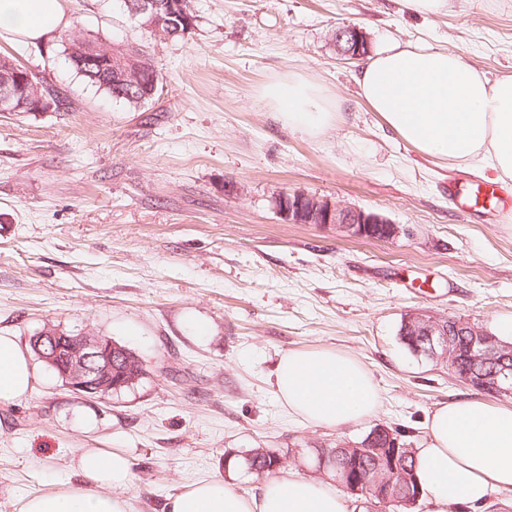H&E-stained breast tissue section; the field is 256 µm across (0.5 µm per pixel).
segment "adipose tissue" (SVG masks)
<instances>
[{"label": "adipose tissue", "instance_id": "1", "mask_svg": "<svg viewBox=\"0 0 512 512\" xmlns=\"http://www.w3.org/2000/svg\"><path fill=\"white\" fill-rule=\"evenodd\" d=\"M66 24L61 0H0V38L33 43ZM366 106L423 156L470 168L512 188V76L487 78L465 57L423 43H392L366 56L355 77ZM281 125L319 134L336 121L320 85L299 74L268 85ZM38 380L30 355L0 334V403L24 398ZM275 393L313 426L341 428L371 418L379 406L370 372L355 357L329 349L287 353L274 370ZM427 512H478L492 494L512 496V407L479 395L437 404L415 450ZM77 471L92 488L71 485L27 499L22 512H129L116 489L132 482L124 452L88 449ZM164 512H353L322 481L292 468L272 474L246 496L233 477L187 486Z\"/></svg>", "mask_w": 512, "mask_h": 512}]
</instances>
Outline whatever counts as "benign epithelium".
<instances>
[{"mask_svg":"<svg viewBox=\"0 0 512 512\" xmlns=\"http://www.w3.org/2000/svg\"><path fill=\"white\" fill-rule=\"evenodd\" d=\"M160 0H138V5L130 6L131 14L149 16L145 28L150 31L161 29L164 19L157 12ZM336 51L348 59H357L368 48L363 32L356 27H341L334 35ZM109 53L98 45L87 42L84 45L82 65L87 69L102 66ZM121 79L125 83L141 80L140 64L133 58L124 57ZM20 108L11 86L6 79L0 82V112H16ZM275 207L280 216L291 224L329 225L351 238L395 239L411 234L410 229L392 223L387 217L359 208L343 206L327 198L317 197L304 191H282L275 196ZM406 324L418 336L413 344V354L423 355L448 368V373L472 388L483 392L485 387L472 379L471 375L458 372V349L451 340L452 329L462 327L471 336L468 353L472 359L490 360L501 370L493 375L492 394L502 396L512 394V365H507V351L512 347L480 327L468 322H457L450 316H433L423 312H413L405 319ZM41 357L51 366L59 369L65 385L74 394L90 398L105 399L102 382L112 370V359L122 350L103 336H92L78 332L67 336L59 328H48L33 340ZM333 480L346 493L352 496L370 497L373 487L347 467L334 475Z\"/></svg>","mask_w":512,"mask_h":512,"instance_id":"obj_1","label":"benign epithelium"}]
</instances>
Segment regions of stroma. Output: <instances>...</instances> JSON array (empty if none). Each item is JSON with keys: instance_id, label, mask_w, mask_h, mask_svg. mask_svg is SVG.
<instances>
[{"instance_id": "obj_1", "label": "stroma", "mask_w": 512, "mask_h": 512, "mask_svg": "<svg viewBox=\"0 0 512 512\" xmlns=\"http://www.w3.org/2000/svg\"><path fill=\"white\" fill-rule=\"evenodd\" d=\"M198 24L157 43L118 0H62L49 42L0 39L69 97L66 112L0 115V330L28 345L44 328L107 336L148 376L106 401L72 394L46 366L32 392L0 403V512L81 482L88 448L121 450L130 512H162L187 485L226 474V453L282 449L315 477L311 449L360 441L374 425L418 442L437 403L470 393L398 336L410 311L496 332L512 318V215L460 208L482 176L421 156L361 100L358 61L337 28L370 48L421 40L512 75V0H450L416 15L401 0H191ZM90 39L144 45L162 80L133 109L84 83L63 49ZM297 73L339 116L318 135L281 126L262 87ZM301 190L410 228L363 240L290 224L273 198ZM207 334H197L196 322ZM328 348L361 360L379 391L373 419L339 429L289 415L271 372L280 356ZM348 35L346 45L342 44L343 38ZM336 51L342 56H347L349 60L359 59L364 55V49L368 48L367 41L363 32L356 27H341L336 30L334 35Z\"/></svg>"}]
</instances>
